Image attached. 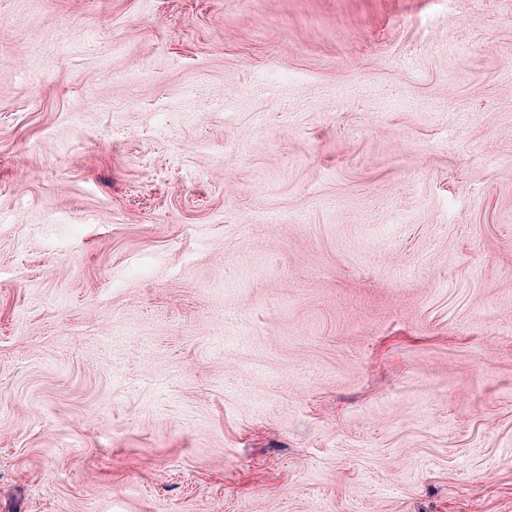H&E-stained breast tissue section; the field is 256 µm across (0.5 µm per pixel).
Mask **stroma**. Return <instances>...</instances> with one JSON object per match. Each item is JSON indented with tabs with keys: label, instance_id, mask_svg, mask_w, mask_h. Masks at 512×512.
<instances>
[{
	"label": "stroma",
	"instance_id": "stroma-1",
	"mask_svg": "<svg viewBox=\"0 0 512 512\" xmlns=\"http://www.w3.org/2000/svg\"><path fill=\"white\" fill-rule=\"evenodd\" d=\"M0 512H512V0H0Z\"/></svg>",
	"mask_w": 512,
	"mask_h": 512
}]
</instances>
